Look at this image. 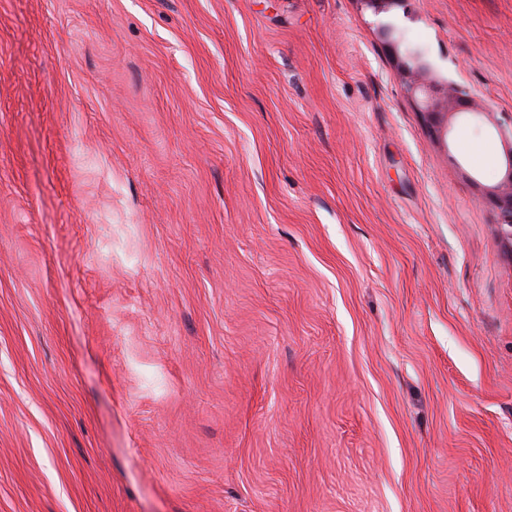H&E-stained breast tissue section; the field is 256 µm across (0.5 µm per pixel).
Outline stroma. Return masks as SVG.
Listing matches in <instances>:
<instances>
[{
  "label": "stroma",
  "mask_w": 512,
  "mask_h": 512,
  "mask_svg": "<svg viewBox=\"0 0 512 512\" xmlns=\"http://www.w3.org/2000/svg\"><path fill=\"white\" fill-rule=\"evenodd\" d=\"M511 149L512 0H0V512H512ZM403 55L412 74L408 91L420 99L424 114L431 119L433 131L439 136H447L448 126L441 116L447 115L448 111L464 108L468 103V94L453 82L443 86L432 80L423 51L405 48ZM492 204L497 210L502 233L512 243V149L506 156V176L492 195Z\"/></svg>",
  "instance_id": "obj_1"
}]
</instances>
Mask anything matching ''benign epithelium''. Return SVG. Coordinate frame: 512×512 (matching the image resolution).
I'll return each instance as SVG.
<instances>
[{
  "label": "benign epithelium",
  "instance_id": "obj_1",
  "mask_svg": "<svg viewBox=\"0 0 512 512\" xmlns=\"http://www.w3.org/2000/svg\"><path fill=\"white\" fill-rule=\"evenodd\" d=\"M403 55L412 74L408 91L420 99L425 114L431 119L433 131L439 136L448 135L443 115L464 108L468 103V94L453 82L443 86L432 80L423 51L406 48ZM492 204L497 210L502 233L512 242V149L506 156L505 179L492 195Z\"/></svg>",
  "mask_w": 512,
  "mask_h": 512
}]
</instances>
